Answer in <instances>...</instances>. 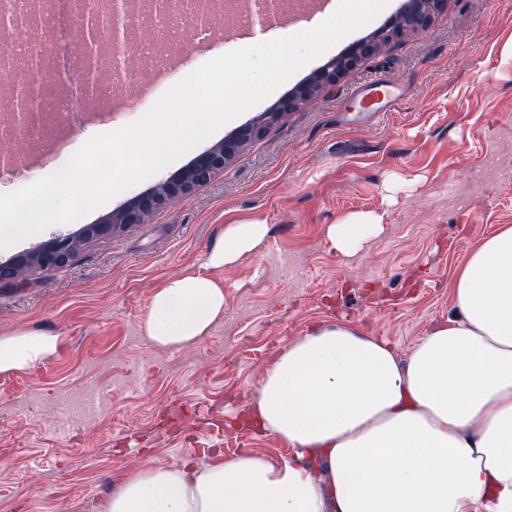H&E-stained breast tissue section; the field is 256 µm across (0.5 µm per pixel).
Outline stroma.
<instances>
[{"mask_svg": "<svg viewBox=\"0 0 512 512\" xmlns=\"http://www.w3.org/2000/svg\"><path fill=\"white\" fill-rule=\"evenodd\" d=\"M402 5L389 0L161 173L0 249V262L77 234L183 170ZM379 74L408 93L392 111L360 118L350 92ZM495 165L512 167V0H448L427 30L383 46L208 185L121 236L90 241L68 266H34L0 287V336L57 338L35 364L0 372V512H104L145 467L218 464L246 448L282 460L278 440L237 424L273 362L299 337L350 322L407 363L432 326L455 316L458 267L498 225H512V183L491 174ZM353 212L381 216L382 229L344 255L327 230ZM234 216L268 233L219 271L223 317L190 347L149 345L139 324L152 295L200 270Z\"/></svg>", "mask_w": 512, "mask_h": 512, "instance_id": "obj_1", "label": "stroma"}]
</instances>
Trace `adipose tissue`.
Wrapping results in <instances>:
<instances>
[{"label":"adipose tissue","instance_id":"1","mask_svg":"<svg viewBox=\"0 0 512 512\" xmlns=\"http://www.w3.org/2000/svg\"><path fill=\"white\" fill-rule=\"evenodd\" d=\"M355 212L330 225L350 254L378 233ZM267 226L232 218L201 271L152 296L140 329L182 348L224 313L215 270L252 253ZM457 314L399 364L384 339L339 323L288 345L251 402V421L285 442L288 459L251 451L221 464L192 461L129 476L105 512H512V225H499L459 267ZM55 336H0V372L51 351Z\"/></svg>","mask_w":512,"mask_h":512}]
</instances>
